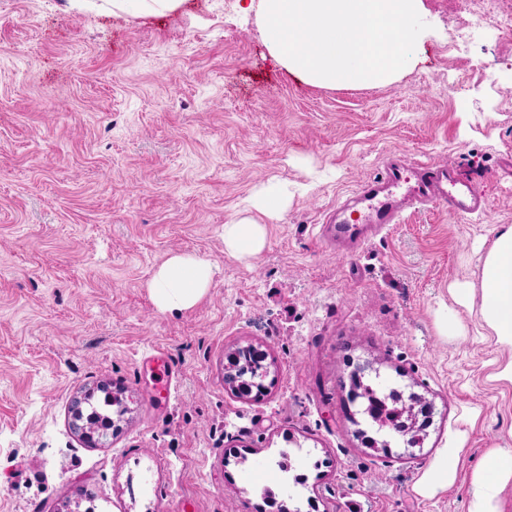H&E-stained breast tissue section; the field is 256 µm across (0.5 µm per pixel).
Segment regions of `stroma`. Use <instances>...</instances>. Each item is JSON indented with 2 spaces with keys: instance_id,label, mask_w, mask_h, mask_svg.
Listing matches in <instances>:
<instances>
[{
  "instance_id": "1",
  "label": "stroma",
  "mask_w": 512,
  "mask_h": 512,
  "mask_svg": "<svg viewBox=\"0 0 512 512\" xmlns=\"http://www.w3.org/2000/svg\"><path fill=\"white\" fill-rule=\"evenodd\" d=\"M423 4L412 67L334 88L282 67L236 0L148 18L0 0V512H57L84 489L95 512H468L484 457L512 449V385L492 378L512 350L455 295L512 225V0ZM393 160L410 180L446 165L487 209L407 203L363 242L324 243ZM270 185L284 206L265 248L228 257L225 224ZM184 255L212 280L162 309L152 279ZM247 342L273 361L252 401L224 388V353ZM157 357L176 369L160 396ZM359 366L433 400L416 458L357 440ZM101 385L127 411L90 446L70 407ZM447 448L454 481L426 493Z\"/></svg>"
}]
</instances>
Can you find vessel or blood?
<instances>
[{
  "instance_id": "vessel-or-blood-1",
  "label": "vessel or blood",
  "mask_w": 512,
  "mask_h": 512,
  "mask_svg": "<svg viewBox=\"0 0 512 512\" xmlns=\"http://www.w3.org/2000/svg\"><path fill=\"white\" fill-rule=\"evenodd\" d=\"M401 181L402 171L399 164L389 163L384 177L365 182L358 191L360 197L369 200L368 211L354 219L345 216L339 222L328 223V237L351 239L358 236L360 225L383 226L397 223L400 210L392 200L390 191L398 187ZM413 199L419 205L447 204L452 212L463 216L485 207V197L477 183L468 182L464 187H456L454 177L448 169L430 165L423 166L413 190Z\"/></svg>"
}]
</instances>
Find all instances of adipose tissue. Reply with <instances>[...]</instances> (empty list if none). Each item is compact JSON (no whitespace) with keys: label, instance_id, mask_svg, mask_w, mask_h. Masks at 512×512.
<instances>
[{"label":"adipose tissue","instance_id":"ef3b65f1","mask_svg":"<svg viewBox=\"0 0 512 512\" xmlns=\"http://www.w3.org/2000/svg\"><path fill=\"white\" fill-rule=\"evenodd\" d=\"M252 215L231 220L224 227V251L238 260L258 255L265 246V220L278 216L282 198L267 187L254 199ZM213 276L209 262L175 256L164 262L151 282L156 301L174 311L193 306L204 295ZM479 314L498 344L512 348V226L499 231L488 249L481 271ZM512 480V450L488 455L473 483L469 512H497V501Z\"/></svg>","mask_w":512,"mask_h":512}]
</instances>
